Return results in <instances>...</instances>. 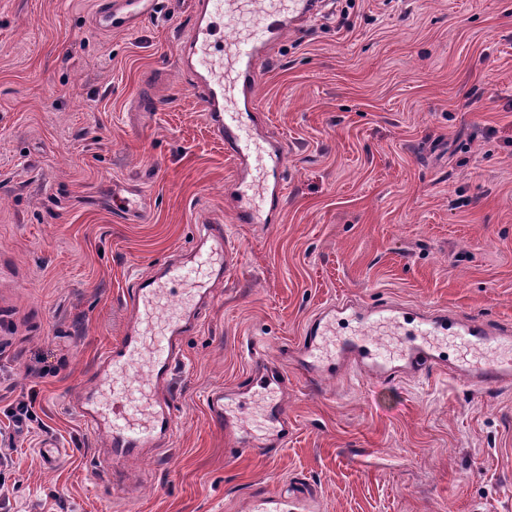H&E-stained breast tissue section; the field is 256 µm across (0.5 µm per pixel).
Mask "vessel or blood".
Returning a JSON list of instances; mask_svg holds the SVG:
<instances>
[{
	"label": "vessel or blood",
	"mask_w": 512,
	"mask_h": 512,
	"mask_svg": "<svg viewBox=\"0 0 512 512\" xmlns=\"http://www.w3.org/2000/svg\"><path fill=\"white\" fill-rule=\"evenodd\" d=\"M157 0H102L100 28L113 23L134 26L153 13ZM245 0H197L190 31L180 54L182 69L195 79L201 106L213 136L224 144L233 168L234 215L240 224H273L285 192L283 141L270 135L260 119L255 83L260 64L287 33H298L321 13L323 0H257L255 21L218 43L217 24L238 17ZM237 263L235 246L223 225L205 226L201 241L160 271L135 277L127 302L136 324L106 349L92 370L93 384L76 405L86 428L105 437L112 450V479L144 449L160 445L173 430L177 404L167 381L181 356L183 336L197 327L198 312L217 280L229 277ZM448 339L463 358L443 357ZM293 364L306 382L321 388L326 377L356 374L369 379L448 371L477 390L512 385V323L475 317L452 319L440 312L415 314L390 302L361 307L339 300L309 318ZM147 369L144 380L131 378V365ZM278 369L250 364L237 389L211 390L205 399L208 420L223 431L234 451L273 454L293 434L280 392ZM251 512H314L309 492L255 491Z\"/></svg>",
	"instance_id": "vessel-or-blood-1"
}]
</instances>
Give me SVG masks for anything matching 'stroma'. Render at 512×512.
I'll return each instance as SVG.
<instances>
[{"label": "stroma", "instance_id": "obj_1", "mask_svg": "<svg viewBox=\"0 0 512 512\" xmlns=\"http://www.w3.org/2000/svg\"><path fill=\"white\" fill-rule=\"evenodd\" d=\"M98 2L0 0V507L248 512L254 489L298 477L322 512H512V387L437 370L315 390L282 357L338 299L512 322V0H330L285 35L256 83L287 146L275 224L235 221L231 164L179 65L194 0L112 31ZM133 191L129 221L112 197ZM212 220L237 271L183 338L170 439L111 489L71 402L133 315L134 275ZM256 352L288 377L295 432L234 456L205 397ZM47 439L65 450L51 468Z\"/></svg>", "mask_w": 512, "mask_h": 512}]
</instances>
